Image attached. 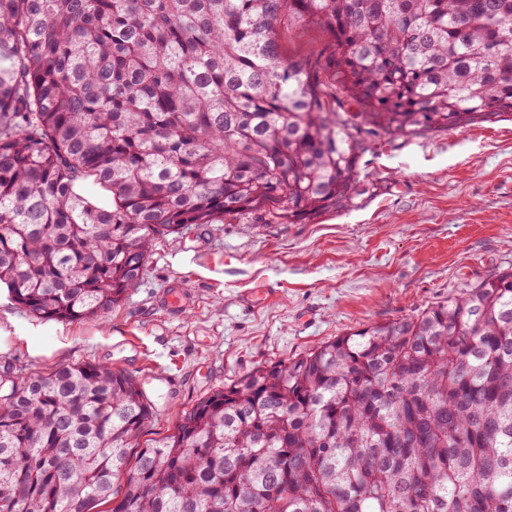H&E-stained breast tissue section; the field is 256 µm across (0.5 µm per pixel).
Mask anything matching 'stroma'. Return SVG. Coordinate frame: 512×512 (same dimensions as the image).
<instances>
[{
  "label": "stroma",
  "instance_id": "1",
  "mask_svg": "<svg viewBox=\"0 0 512 512\" xmlns=\"http://www.w3.org/2000/svg\"><path fill=\"white\" fill-rule=\"evenodd\" d=\"M363 171L369 193L311 221L246 215L157 240L140 285L104 319L41 321L0 294V360L22 377L75 362L138 373L154 403L146 445L254 367L512 267V116L394 141ZM171 290L181 310L165 304Z\"/></svg>",
  "mask_w": 512,
  "mask_h": 512
}]
</instances>
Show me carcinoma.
I'll list each match as a JSON object with an SVG mask.
<instances>
[{
	"label": "carcinoma",
	"instance_id": "carcinoma-1",
	"mask_svg": "<svg viewBox=\"0 0 512 512\" xmlns=\"http://www.w3.org/2000/svg\"><path fill=\"white\" fill-rule=\"evenodd\" d=\"M319 27L316 62L285 54ZM512 115V0H0V283L101 319L155 241L350 202L386 141ZM101 363L0 365V512H512V268L258 366L133 449ZM325 34L316 26L302 27L285 40V48L291 54L316 57L325 44Z\"/></svg>",
	"mask_w": 512,
	"mask_h": 512
}]
</instances>
